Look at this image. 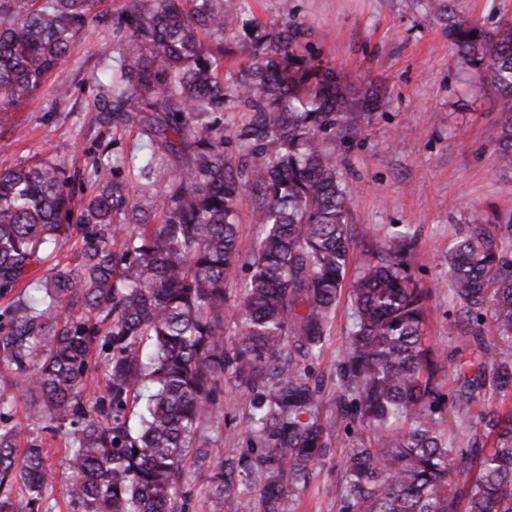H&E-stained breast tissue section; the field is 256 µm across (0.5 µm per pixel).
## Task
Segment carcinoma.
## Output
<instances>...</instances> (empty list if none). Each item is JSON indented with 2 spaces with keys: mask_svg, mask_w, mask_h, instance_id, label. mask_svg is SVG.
<instances>
[{
  "mask_svg": "<svg viewBox=\"0 0 512 512\" xmlns=\"http://www.w3.org/2000/svg\"><path fill=\"white\" fill-rule=\"evenodd\" d=\"M98 0H0V112L60 67ZM459 60L495 86L506 117L490 132L512 167V21L493 29L454 0H416ZM119 74L105 119L138 123L145 152L112 156V179L75 204L71 177L49 161L0 170V296L61 237L80 262L57 264L40 295L0 313V366L38 400L43 429L69 439V512H189L186 477L207 471L213 512H283L324 448L319 359L354 243L348 187L323 135L352 102L302 25L267 29L248 0H127L112 20ZM250 61L224 78V38ZM248 112L224 130L229 103ZM247 150L249 166L233 165ZM136 165L140 197L125 166ZM167 177L160 189L154 177ZM267 232L252 264L237 336L224 342V278L238 261L242 191ZM161 215L153 224L140 199ZM79 207L77 223L68 219ZM413 237L399 232L351 285L353 328L336 364V419L375 434L349 448L340 512H512V215L489 211L448 245V281L475 350L448 394L425 342L428 292L407 275ZM105 394L93 397L94 373ZM229 377L254 396L260 447L233 463L192 452ZM470 433L456 438L463 422ZM0 417V512H51L58 472L36 439Z\"/></svg>",
  "mask_w": 512,
  "mask_h": 512,
  "instance_id": "carcinoma-1",
  "label": "carcinoma"
}]
</instances>
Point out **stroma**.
I'll return each mask as SVG.
<instances>
[{
    "mask_svg": "<svg viewBox=\"0 0 512 512\" xmlns=\"http://www.w3.org/2000/svg\"><path fill=\"white\" fill-rule=\"evenodd\" d=\"M125 0H99L97 20L70 48L60 75L47 81L14 111L0 113V169L50 160L72 176L75 200L88 197L98 179L96 164L115 153L138 149L137 126L113 127L98 107L117 65L112 15ZM259 22L269 26L293 19L325 64L336 69L350 96L372 91L378 109L358 125L337 123L328 146L336 154L349 196V229L355 244L348 278L367 255L384 249L394 232L413 235L409 272L427 288V330L443 371L467 354L470 335L449 334L448 311L455 305L448 282V245L460 225L494 210L512 213V168L497 161L489 129L504 120L498 91L457 63L447 39L413 0H255ZM255 194L244 190L239 208L240 257L224 279V338L237 334V313L265 228L252 220ZM349 294H341L324 350L311 372L321 385L319 417L327 427L326 448L314 460L305 484L289 489L285 512H339L348 449L363 438L358 428L336 420V364L352 325ZM12 400L1 410L29 427L48 460L59 464L63 435L33 419L32 401L22 386H10ZM250 405L232 381L195 445L222 449L239 458L256 447Z\"/></svg>",
    "mask_w": 512,
    "mask_h": 512,
    "instance_id": "1",
    "label": "stroma"
}]
</instances>
